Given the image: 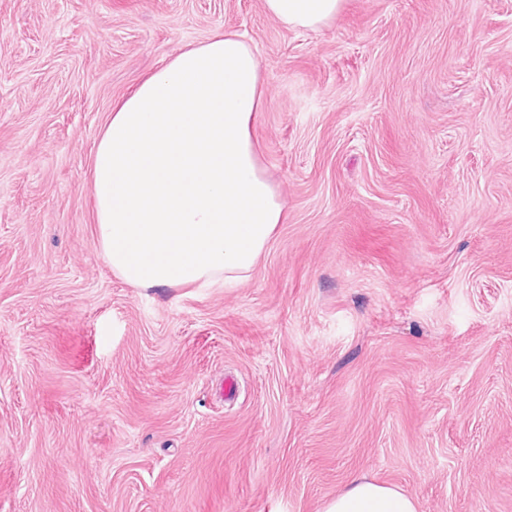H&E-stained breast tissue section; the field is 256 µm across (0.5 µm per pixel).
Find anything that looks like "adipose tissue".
I'll use <instances>...</instances> for the list:
<instances>
[{"instance_id":"ef3b65f1","label":"adipose tissue","mask_w":512,"mask_h":512,"mask_svg":"<svg viewBox=\"0 0 512 512\" xmlns=\"http://www.w3.org/2000/svg\"><path fill=\"white\" fill-rule=\"evenodd\" d=\"M342 0H263L292 28L333 20ZM265 90L255 50L235 33L181 47L114 107L96 144L97 243L138 288L248 278L283 205L253 138ZM324 512H418L399 487L359 476Z\"/></svg>"}]
</instances>
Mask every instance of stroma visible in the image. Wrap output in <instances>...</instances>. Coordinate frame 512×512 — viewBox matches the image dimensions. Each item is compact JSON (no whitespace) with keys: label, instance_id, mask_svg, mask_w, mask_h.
Here are the masks:
<instances>
[{"label":"stroma","instance_id":"1","mask_svg":"<svg viewBox=\"0 0 512 512\" xmlns=\"http://www.w3.org/2000/svg\"><path fill=\"white\" fill-rule=\"evenodd\" d=\"M243 36L287 215L234 286L96 242L113 105ZM512 512V0H0V512ZM342 0H263L266 14L292 28L315 30L336 17ZM324 512H418V508L414 497L399 487L358 476L326 504Z\"/></svg>","mask_w":512,"mask_h":512}]
</instances>
